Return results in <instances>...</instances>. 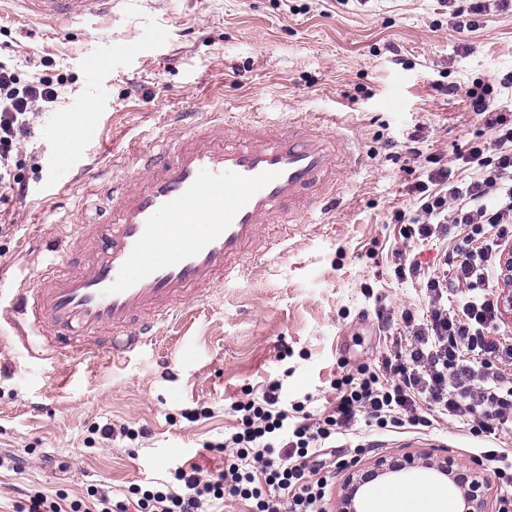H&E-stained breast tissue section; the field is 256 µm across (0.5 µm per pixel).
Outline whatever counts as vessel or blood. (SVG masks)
<instances>
[{
	"label": "vessel or blood",
	"instance_id": "1",
	"mask_svg": "<svg viewBox=\"0 0 512 512\" xmlns=\"http://www.w3.org/2000/svg\"><path fill=\"white\" fill-rule=\"evenodd\" d=\"M17 2L51 22L112 9V0ZM49 134L57 167L71 169L70 129L54 124ZM136 159V181L117 191L95 187L110 203V220L74 223L68 247L80 259L69 267L52 260L0 306V321L23 347L115 362L143 350L154 327L188 300L285 255L287 235L268 236L267 226L332 208L342 175L359 165L346 135L306 118L230 125L217 113Z\"/></svg>",
	"mask_w": 512,
	"mask_h": 512
}]
</instances>
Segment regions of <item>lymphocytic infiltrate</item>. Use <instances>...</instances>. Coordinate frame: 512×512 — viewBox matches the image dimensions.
Listing matches in <instances>:
<instances>
[{
	"instance_id": "obj_1",
	"label": "lymphocytic infiltrate",
	"mask_w": 512,
	"mask_h": 512,
	"mask_svg": "<svg viewBox=\"0 0 512 512\" xmlns=\"http://www.w3.org/2000/svg\"><path fill=\"white\" fill-rule=\"evenodd\" d=\"M57 96L52 79L24 82L0 62V192L25 191L20 149ZM468 99L470 111L491 134L471 142L461 157L475 178L459 187L451 184L447 168L430 171L411 189L412 210L394 214L408 243L452 227L465 230L455 244L465 259L451 272L418 261L396 267L398 275L417 278L430 298L423 318L410 311L402 315L415 345L407 358L388 365L398 383L366 369L344 374L334 383V404L314 416L306 402L286 403L281 382H270L260 397L231 403L237 425L216 445L224 455L217 474H205L193 463L179 466L170 481L131 485L122 499L100 493L88 506L74 501L65 508L38 492L28 512H224L225 503L234 500L248 502L249 512H324L329 478L322 473L323 458L357 421L380 430L416 426L424 421L417 413L424 401L440 414L470 421L477 435L511 427L512 384L493 372L475 378L470 363L480 355L512 363V347L484 335L496 318V302L473 296L456 311L443 302L452 280L471 289L493 287L502 274L499 242L512 238V111L501 107L487 86L471 89Z\"/></svg>"
}]
</instances>
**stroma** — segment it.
<instances>
[{
  "instance_id": "35a3bbf8",
  "label": "stroma",
  "mask_w": 512,
  "mask_h": 512,
  "mask_svg": "<svg viewBox=\"0 0 512 512\" xmlns=\"http://www.w3.org/2000/svg\"><path fill=\"white\" fill-rule=\"evenodd\" d=\"M0 42L22 78H64L45 121L69 124L75 166L107 179L135 177L134 148L155 147L194 106L238 119L332 118L362 156L325 223L297 224L285 256L160 325L154 342L120 365L33 357L0 326V456L27 459L18 471L0 467V512H19L26 490L82 499L92 485L118 494L169 478L189 460L216 469L208 445L231 431L227 408L247 391L278 380L288 401L313 395L316 412L335 400L336 378L378 369L402 311L422 313L429 302L418 282L396 276V262L429 261L446 248L405 246L394 212L408 208V188L426 177L430 158L472 179L459 159L482 131L469 89L493 85L499 104L512 107V85L499 84L512 72V12L458 31L438 0H117L109 16L59 24L23 19L0 0ZM114 43L129 52L89 72L86 58ZM439 83L455 93H437ZM91 121L95 142L85 136ZM414 134L416 156L407 152ZM54 157L46 132L24 142L27 193L0 202V300L10 301L17 266L32 275L42 268L74 210L91 216L99 205L84 181L57 176ZM112 423L148 435L103 439L99 427ZM353 441L366 472L385 453L467 462L488 446L512 449V431L490 441L465 421L435 416L427 427L364 426Z\"/></svg>"
}]
</instances>
